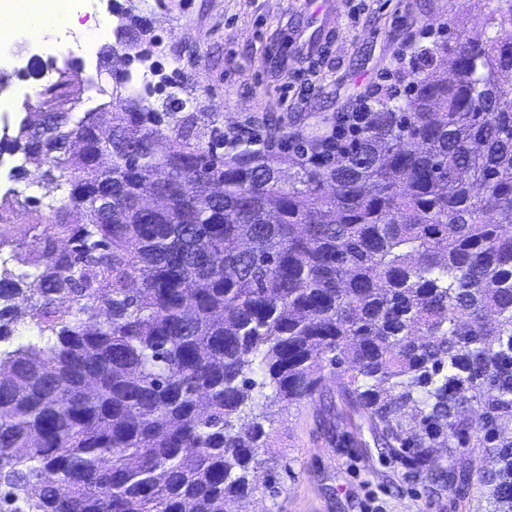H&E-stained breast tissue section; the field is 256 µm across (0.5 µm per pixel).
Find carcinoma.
<instances>
[{
    "label": "carcinoma",
    "instance_id": "carcinoma-1",
    "mask_svg": "<svg viewBox=\"0 0 512 512\" xmlns=\"http://www.w3.org/2000/svg\"><path fill=\"white\" fill-rule=\"evenodd\" d=\"M112 13L99 58L149 63L144 24ZM486 24L421 48L404 103L315 159L218 126L193 144L172 92L130 112L111 91L109 142L95 112L20 122L12 150L70 189L32 269L0 261V340L23 292L37 328L0 350V512H230L266 407L318 392L319 360L348 365L381 453L461 489L434 449L492 457L476 512H512V0Z\"/></svg>",
    "mask_w": 512,
    "mask_h": 512
}]
</instances>
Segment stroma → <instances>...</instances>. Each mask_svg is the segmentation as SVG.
Masks as SVG:
<instances>
[{
  "label": "stroma",
  "instance_id": "stroma-1",
  "mask_svg": "<svg viewBox=\"0 0 512 512\" xmlns=\"http://www.w3.org/2000/svg\"><path fill=\"white\" fill-rule=\"evenodd\" d=\"M148 23L153 58L175 84L194 118L191 142L223 127L267 148L268 135L307 141L325 133L356 94L377 90L386 71L438 38L484 39V0H121ZM56 60L33 77L10 71L6 95L17 106L9 121L37 111L31 87H45L65 67ZM17 152H0L18 202L0 224V258L31 246L67 200L64 174L46 179L28 165L14 178ZM39 197L40 211L27 200ZM321 393L298 406L267 409L273 446L241 512H474L469 491L434 481L399 458L379 454L366 417L341 397L339 369L325 367Z\"/></svg>",
  "mask_w": 512,
  "mask_h": 512
}]
</instances>
